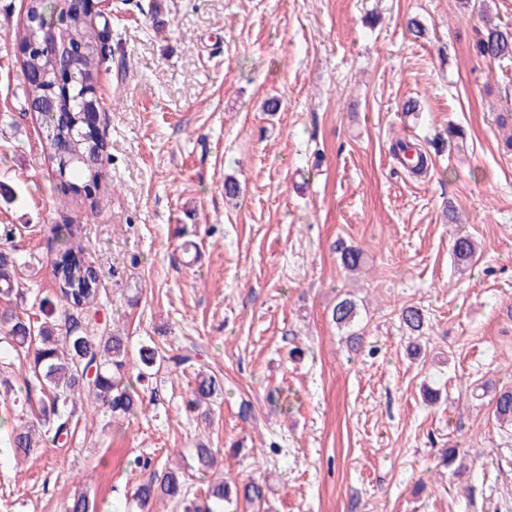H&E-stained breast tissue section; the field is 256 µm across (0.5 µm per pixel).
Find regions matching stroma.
<instances>
[{
	"instance_id": "obj_1",
	"label": "stroma",
	"mask_w": 512,
	"mask_h": 512,
	"mask_svg": "<svg viewBox=\"0 0 512 512\" xmlns=\"http://www.w3.org/2000/svg\"><path fill=\"white\" fill-rule=\"evenodd\" d=\"M162 2L112 0L88 196L55 178L25 103L27 0H0V251L24 291L0 308L38 314L53 229L73 225L101 279L89 329L133 353L197 344L224 397L186 414L191 374L163 369L138 417L79 402L71 436L0 462V512H64L80 493L129 512L145 456L195 494L266 484L267 512H512V425L493 413L512 384V61L473 49L486 21L512 32V0ZM399 138L429 153L425 175L401 168ZM460 232L478 243L462 273ZM339 239L364 250L361 272L345 274ZM346 295L354 349L330 317ZM201 446L222 464L201 469Z\"/></svg>"
}]
</instances>
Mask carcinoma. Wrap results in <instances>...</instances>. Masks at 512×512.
<instances>
[{"label": "carcinoma", "mask_w": 512, "mask_h": 512, "mask_svg": "<svg viewBox=\"0 0 512 512\" xmlns=\"http://www.w3.org/2000/svg\"><path fill=\"white\" fill-rule=\"evenodd\" d=\"M53 13L58 17L59 40L70 48L77 44L82 51L72 50L57 60L41 51L35 33ZM107 26L105 22L98 27L73 12L67 0H27L22 27L15 32L17 39L29 44L21 63L22 75L27 77L24 94L42 119V140L48 159L60 181L85 191L97 188L102 178L106 142L81 138L78 129L82 126L84 94L97 83L105 60L103 34ZM476 51L491 60L511 58L512 34L489 25L480 34ZM397 150L409 168L426 162L408 144L397 143ZM335 249L346 272L354 273L364 266L361 248L339 243ZM476 250L470 236L456 237L452 247L456 265L467 267ZM79 253L71 236L56 248L52 262L55 291L39 302L42 321L24 318L12 307L0 312V364L10 365L12 360L22 358L28 367L23 388L18 390L6 381L0 385V399L10 400L15 406L28 405L32 392L40 394L39 425H20L12 430L11 450L16 456H27L40 447L43 430L54 434L57 440L71 435L77 402L83 395L92 407L106 409L114 419L138 416L144 410L145 386L163 364L184 371L193 368L189 410L196 411L205 404L207 416L223 395L224 382L219 376L194 368L197 347L193 345L167 355L155 343H145L134 362L129 356L127 337L105 331L92 333L84 328L82 321L97 303L100 288L97 271ZM15 269L16 258L0 251L1 294L14 293ZM358 317L357 304L348 296L338 299L331 311L332 322L353 340L360 339L354 331ZM400 319L412 334L424 326L423 314L414 306L402 309ZM494 414L497 420L512 423V387L495 394ZM135 463L149 472L131 498L130 505L136 512H151L150 504L157 499L168 501L173 512H224V507L235 499L242 498L257 507L266 499V487L253 480L242 485L227 481L211 483L200 498L190 493L182 472L171 467L151 471L149 461L139 458Z\"/></svg>", "instance_id": "1"}]
</instances>
